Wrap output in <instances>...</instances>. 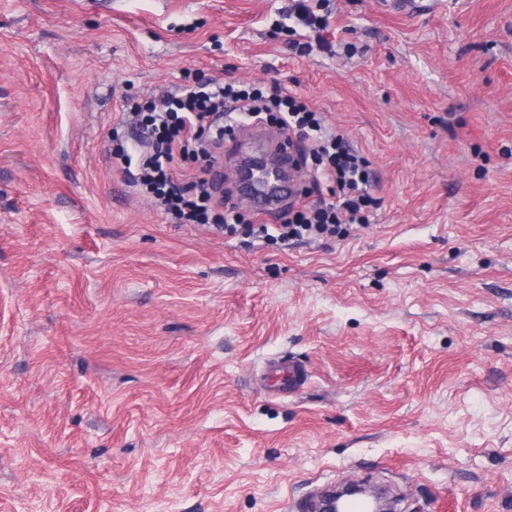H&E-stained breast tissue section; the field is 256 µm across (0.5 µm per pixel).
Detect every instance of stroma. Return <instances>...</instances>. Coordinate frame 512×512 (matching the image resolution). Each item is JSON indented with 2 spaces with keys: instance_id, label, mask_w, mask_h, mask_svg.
<instances>
[{
  "instance_id": "obj_1",
  "label": "stroma",
  "mask_w": 512,
  "mask_h": 512,
  "mask_svg": "<svg viewBox=\"0 0 512 512\" xmlns=\"http://www.w3.org/2000/svg\"><path fill=\"white\" fill-rule=\"evenodd\" d=\"M0 0V512H512V0ZM278 82L366 158L345 240L169 222L113 170L128 99ZM302 361L301 393L263 391ZM329 0H292L295 2L288 7V20L292 17L298 20V23L318 31L328 28V5ZM313 2L315 4L313 5ZM317 11H326V14H317Z\"/></svg>"
}]
</instances>
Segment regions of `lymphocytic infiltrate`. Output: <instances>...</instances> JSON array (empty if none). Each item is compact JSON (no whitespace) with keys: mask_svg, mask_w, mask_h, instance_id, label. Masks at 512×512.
<instances>
[{"mask_svg":"<svg viewBox=\"0 0 512 512\" xmlns=\"http://www.w3.org/2000/svg\"><path fill=\"white\" fill-rule=\"evenodd\" d=\"M270 121L296 139L304 157L315 163L319 186L330 202H302L283 211L278 225L244 222L235 207L211 191L224 134L234 127ZM131 143L111 159L139 193L149 196L162 214L182 224H202L225 234L243 233L252 241L288 245L299 240H343L354 226L367 224L376 205L373 176L364 157L326 125L323 113L282 88L242 86L218 79L186 82L176 92L134 104L126 116ZM202 160L187 171L188 158Z\"/></svg>","mask_w":512,"mask_h":512,"instance_id":"f902f5d3","label":"lymphocytic infiltrate"}]
</instances>
